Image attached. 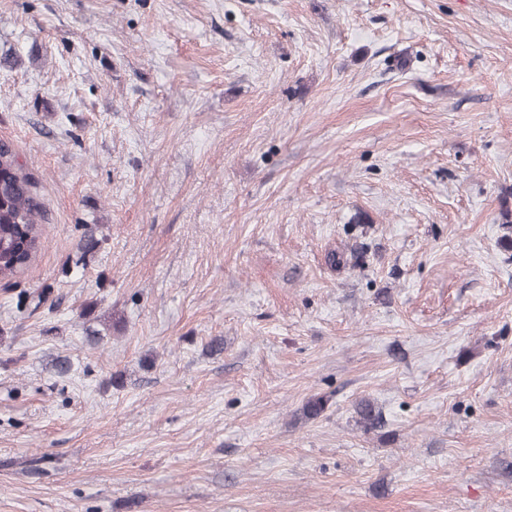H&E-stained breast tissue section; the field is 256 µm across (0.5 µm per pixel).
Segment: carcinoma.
Masks as SVG:
<instances>
[{"label":"carcinoma","mask_w":512,"mask_h":512,"mask_svg":"<svg viewBox=\"0 0 512 512\" xmlns=\"http://www.w3.org/2000/svg\"><path fill=\"white\" fill-rule=\"evenodd\" d=\"M42 205L33 192V183L21 172L7 144L0 147V280L15 278L42 247L39 224ZM359 423L376 427L379 414L364 402L358 407Z\"/></svg>","instance_id":"cac0c4a2"}]
</instances>
